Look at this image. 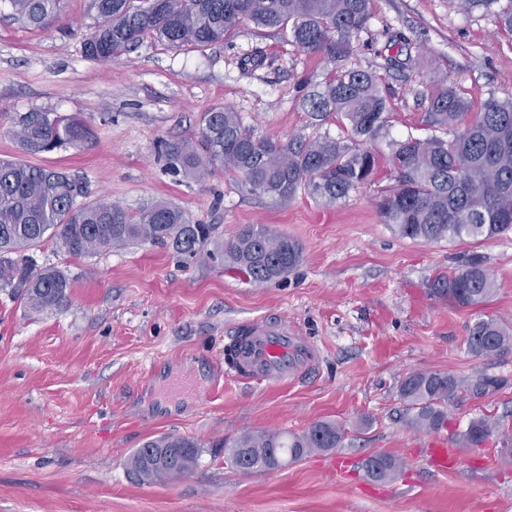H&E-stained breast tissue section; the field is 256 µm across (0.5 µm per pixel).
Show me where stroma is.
Segmentation results:
<instances>
[{
	"mask_svg": "<svg viewBox=\"0 0 512 512\" xmlns=\"http://www.w3.org/2000/svg\"><path fill=\"white\" fill-rule=\"evenodd\" d=\"M97 23L89 0H61L44 29L14 20L0 0V159L64 169L86 199L133 214L164 200L217 231L192 258L150 243L72 257L49 240L31 255L67 274V304L38 312L0 290V512H512V349L487 358L466 349L479 318L512 324V233L414 241L378 214L396 183L393 141L432 134L421 115L433 81L476 107L512 99V35L452 0H373L346 65L376 74L393 107L369 142L377 171L334 204L302 190L276 203L229 172L173 174L160 146L198 137L202 113L219 104L258 136L342 137L338 118L313 120L302 105L328 65L249 22L203 48L148 36L103 63L83 53ZM32 111L80 115L92 136L78 148L23 153L13 130ZM244 224L295 239L299 265L260 285L226 271L220 249ZM472 261L495 276L488 303L430 295L438 272ZM266 314L321 348L318 367L281 386L217 379L226 332ZM415 371L465 384L442 432L454 445L475 418L502 423L483 447L465 449L457 471L431 470L428 433L405 421L398 388ZM483 377L491 386L472 391ZM319 420L344 427L340 446L279 470L242 471L217 446L247 430L299 434ZM164 434L201 444L196 469L164 484L134 481L131 454ZM376 453L402 461L396 479L376 484L362 470L346 478L329 468L335 455L359 462Z\"/></svg>",
	"mask_w": 512,
	"mask_h": 512,
	"instance_id": "stroma-1",
	"label": "stroma"
}]
</instances>
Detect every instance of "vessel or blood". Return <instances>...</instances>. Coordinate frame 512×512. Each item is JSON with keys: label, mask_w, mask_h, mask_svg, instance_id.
I'll return each instance as SVG.
<instances>
[{"label": "vessel or blood", "mask_w": 512, "mask_h": 512, "mask_svg": "<svg viewBox=\"0 0 512 512\" xmlns=\"http://www.w3.org/2000/svg\"><path fill=\"white\" fill-rule=\"evenodd\" d=\"M320 359L321 351L309 337L272 314L243 321L229 331L216 371L244 383L276 386L307 376ZM427 450L434 471H453L460 463L459 449L447 439H430Z\"/></svg>", "instance_id": "vessel-or-blood-1"}]
</instances>
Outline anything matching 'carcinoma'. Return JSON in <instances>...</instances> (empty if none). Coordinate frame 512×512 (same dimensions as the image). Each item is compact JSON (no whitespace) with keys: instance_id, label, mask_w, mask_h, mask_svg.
Segmentation results:
<instances>
[{"instance_id":"1","label":"carcinoma","mask_w":512,"mask_h":512,"mask_svg":"<svg viewBox=\"0 0 512 512\" xmlns=\"http://www.w3.org/2000/svg\"><path fill=\"white\" fill-rule=\"evenodd\" d=\"M13 15L40 28L60 11L61 0H8ZM499 0H459L460 8L493 14L501 30L512 32V10H495ZM98 19L84 40L85 55L108 61L132 51L147 34L170 47L208 46L226 39L244 21L285 31L297 48L334 65L325 81L307 95L317 118L336 115L353 144L322 136L286 140L257 137L239 113L215 106L203 113L196 140L168 142L169 167L202 180L218 169L234 172L252 194L287 200L300 189L334 203L371 179L377 156L365 143L383 128L391 103L372 72L342 67L352 52V38L371 18L372 0H89ZM423 125L452 130L438 136H409L392 155L396 186L380 201L382 223L404 238L432 242L464 237L492 238L512 232V101L488 98L480 111L457 88L441 81L425 94ZM14 136L22 151L49 153L78 147L90 129L76 115L27 112L16 118ZM81 184L63 170L0 160V289L36 311L63 306L68 276L57 267L38 268L28 251L52 237L68 255L82 257L114 247L150 242L194 257L211 240L217 225L199 224L181 208L160 201L131 214L101 197L79 202ZM292 238L266 227L243 225L224 244V266L255 283L281 278L301 261ZM496 286L478 262L439 273L430 293L451 303L487 302ZM468 352L488 357L512 348V329L495 318L474 323ZM461 388L453 375L417 371L399 387L406 423L421 431L448 426V401ZM500 427L486 416L470 422L463 434L467 447L478 446ZM344 431L317 421L300 434L280 431L244 433L230 446L232 463L241 470H275L314 452L339 447ZM200 445L191 438L166 434L145 442L128 461L138 482L180 478L195 469ZM361 469L373 481L395 478L400 462L387 454L364 458Z\"/></svg>"}]
</instances>
